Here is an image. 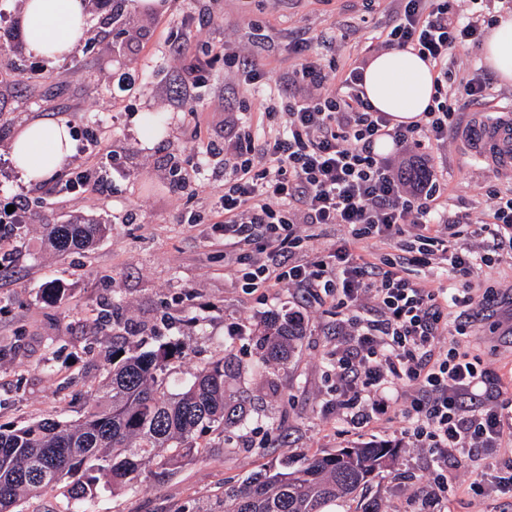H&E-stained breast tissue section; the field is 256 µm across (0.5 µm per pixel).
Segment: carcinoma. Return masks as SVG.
Masks as SVG:
<instances>
[{
  "mask_svg": "<svg viewBox=\"0 0 512 512\" xmlns=\"http://www.w3.org/2000/svg\"><path fill=\"white\" fill-rule=\"evenodd\" d=\"M106 225L52 224L51 245L65 253L101 238ZM305 328L297 315L270 316L258 331L259 363L285 366L296 354ZM178 344L129 353L112 347L105 391L77 423L43 419L22 427L0 426V512H18L20 501L58 489L73 503L98 497L101 479L112 488L132 487L147 474L173 471L201 455L196 437L210 428L226 432L249 420L245 399L227 395L239 375L226 353L204 365L180 392L163 391L166 365ZM396 449L365 443L300 459L274 473H258L224 486V499L194 512H328L396 458Z\"/></svg>",
  "mask_w": 512,
  "mask_h": 512,
  "instance_id": "1",
  "label": "carcinoma"
}]
</instances>
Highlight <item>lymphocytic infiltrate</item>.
<instances>
[{"label": "lymphocytic infiltrate", "instance_id": "lymphocytic-infiltrate-1", "mask_svg": "<svg viewBox=\"0 0 512 512\" xmlns=\"http://www.w3.org/2000/svg\"><path fill=\"white\" fill-rule=\"evenodd\" d=\"M388 11L393 20L377 31V46L413 50L435 73L431 104L408 124L391 123L367 99L368 50L332 93L329 72L309 53L332 38L295 42L297 64L274 80L261 56L219 46L225 71L261 91L263 117L235 118L224 137V198L212 221L224 236V263L244 288H296L342 310L336 406L355 427L400 409L404 434L432 461V479L416 490L420 512H434L463 457L480 469L472 492L490 484L512 500V457L489 460L512 434V406L482 403L490 370L446 338L449 311L461 335L480 319L469 280L492 258L461 242L459 228L472 219L449 211L433 154L459 127V99H493L487 78L458 79L448 68L455 50L480 43L489 19L464 11L461 0H389ZM383 138L392 154L375 152ZM303 224H340L348 236L303 262ZM374 241L391 253L373 256ZM437 262L446 287L410 278V268Z\"/></svg>", "mask_w": 512, "mask_h": 512}]
</instances>
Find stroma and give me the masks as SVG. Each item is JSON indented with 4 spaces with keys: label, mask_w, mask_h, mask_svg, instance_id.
<instances>
[{
    "label": "stroma",
    "mask_w": 512,
    "mask_h": 512,
    "mask_svg": "<svg viewBox=\"0 0 512 512\" xmlns=\"http://www.w3.org/2000/svg\"><path fill=\"white\" fill-rule=\"evenodd\" d=\"M344 0H174L145 12L130 0H88L86 35L64 60L50 62L26 48L21 28L24 0H0V217L25 198L20 224L0 244V424L22 426L45 418L75 421L101 395L109 366L111 325L97 322L102 303L114 304L144 348L176 338L184 346L167 366L173 384L224 352L240 363L228 385L254 408L247 428L225 438L202 434V457L173 475L147 477L132 489H103L90 512H183L212 501L225 482L240 481L284 458L321 455L361 442L386 441L398 449L360 497L337 502L336 512H359L375 499L382 512H414L417 487L431 470L428 453L412 447L399 425L373 418L363 427L336 422L331 355L340 338L339 310L308 303L294 288L250 292L224 268V245L211 222L224 193V121L245 99L240 79L224 72V43L242 54L261 52L279 75L296 58L290 45L315 35L336 39L325 65L347 66L388 13L343 9ZM121 5L113 20V5ZM188 43L201 80L188 76L170 51ZM165 121L160 138L142 133L143 118ZM66 121L73 133L69 164L48 180L26 183L9 158L10 144L28 122ZM448 182V208L479 216L488 190H512V180H488L483 164L462 155L460 138L439 149ZM88 166L103 180L99 194L72 192L71 170ZM89 218L108 231L93 246L65 254L45 243L46 227ZM65 290L60 301L41 295L47 284ZM512 258L477 270L474 300L498 295L471 334L449 331V340L481 360L498 381L488 395L512 397ZM297 312L306 325L298 355L286 367L258 369L256 334L274 312ZM474 465L461 460L448 475L441 512H499L493 489L474 494Z\"/></svg>",
    "instance_id": "obj_1"
}]
</instances>
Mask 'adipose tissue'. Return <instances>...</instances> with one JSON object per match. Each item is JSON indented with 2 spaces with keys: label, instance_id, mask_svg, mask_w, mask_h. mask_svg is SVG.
Returning a JSON list of instances; mask_svg holds the SVG:
<instances>
[{
  "label": "adipose tissue",
  "instance_id": "1",
  "mask_svg": "<svg viewBox=\"0 0 512 512\" xmlns=\"http://www.w3.org/2000/svg\"><path fill=\"white\" fill-rule=\"evenodd\" d=\"M86 0H26L21 19L28 50L54 60L71 54L87 30ZM486 66L505 83L512 82V13L502 12L499 23L484 40ZM434 74L412 51L386 50L375 54L364 70L363 87L374 109L394 122L418 120L433 94ZM72 154L66 121H34L11 143L10 157L26 180L40 183L54 174Z\"/></svg>",
  "mask_w": 512,
  "mask_h": 512
}]
</instances>
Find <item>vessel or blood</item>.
Instances as JSON below:
<instances>
[{
    "label": "vessel or blood",
    "mask_w": 512,
    "mask_h": 512,
    "mask_svg": "<svg viewBox=\"0 0 512 512\" xmlns=\"http://www.w3.org/2000/svg\"><path fill=\"white\" fill-rule=\"evenodd\" d=\"M461 138L467 158L492 170L512 175V108L477 112L463 128Z\"/></svg>",
    "instance_id": "b4317fda"
}]
</instances>
